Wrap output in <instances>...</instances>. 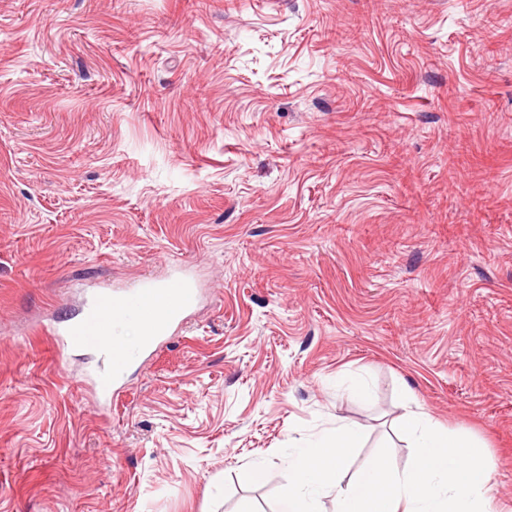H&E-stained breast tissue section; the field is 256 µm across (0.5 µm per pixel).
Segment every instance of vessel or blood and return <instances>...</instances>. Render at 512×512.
<instances>
[{
	"instance_id": "vessel-or-blood-1",
	"label": "vessel or blood",
	"mask_w": 512,
	"mask_h": 512,
	"mask_svg": "<svg viewBox=\"0 0 512 512\" xmlns=\"http://www.w3.org/2000/svg\"><path fill=\"white\" fill-rule=\"evenodd\" d=\"M199 300L200 291L187 274L175 271L161 280L144 277L125 289H90L79 314L48 332L59 358H68L75 350L103 358V367L87 375L84 385L98 407L106 410L125 390L130 370L166 341L172 327L182 324ZM138 322L147 332L139 345L132 346L125 329Z\"/></svg>"
}]
</instances>
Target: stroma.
I'll return each instance as SVG.
<instances>
[{"label": "stroma", "instance_id": "stroma-1", "mask_svg": "<svg viewBox=\"0 0 512 512\" xmlns=\"http://www.w3.org/2000/svg\"><path fill=\"white\" fill-rule=\"evenodd\" d=\"M175 264L101 414L36 325ZM405 387L512 512V0H0V512H285L336 419L410 464Z\"/></svg>", "mask_w": 512, "mask_h": 512}]
</instances>
